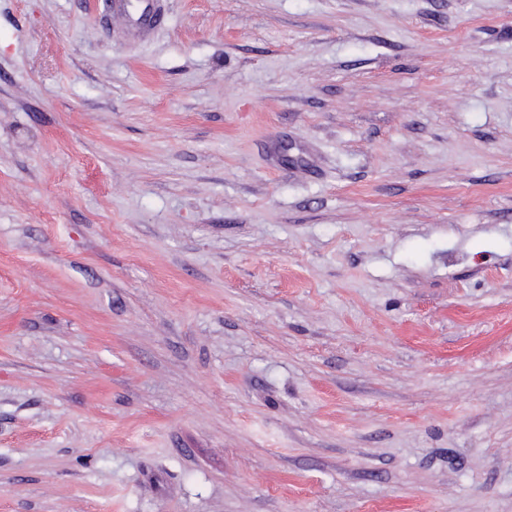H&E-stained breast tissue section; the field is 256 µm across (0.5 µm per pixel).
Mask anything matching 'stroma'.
<instances>
[{
  "label": "stroma",
  "mask_w": 512,
  "mask_h": 512,
  "mask_svg": "<svg viewBox=\"0 0 512 512\" xmlns=\"http://www.w3.org/2000/svg\"><path fill=\"white\" fill-rule=\"evenodd\" d=\"M0 0V512H512V0Z\"/></svg>",
  "instance_id": "35a3bbf8"
}]
</instances>
